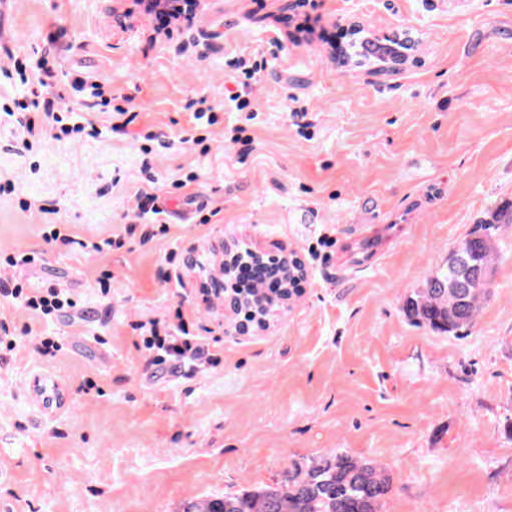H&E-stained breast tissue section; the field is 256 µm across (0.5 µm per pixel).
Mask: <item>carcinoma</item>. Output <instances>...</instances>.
Masks as SVG:
<instances>
[{"mask_svg": "<svg viewBox=\"0 0 512 512\" xmlns=\"http://www.w3.org/2000/svg\"><path fill=\"white\" fill-rule=\"evenodd\" d=\"M383 54L379 43L365 40L353 45L346 58L381 61ZM507 224H512L511 203L481 218L448 255V264L407 297V318L417 326L455 336L472 328L482 303L491 294L481 275L493 276L497 242ZM462 252L477 257L480 268L461 273L469 287L452 289L448 277L456 273L455 256ZM390 490V477L377 465L336 452L322 457L305 472H288L275 487L193 502L184 512H377Z\"/></svg>", "mask_w": 512, "mask_h": 512, "instance_id": "obj_1", "label": "carcinoma"}]
</instances>
